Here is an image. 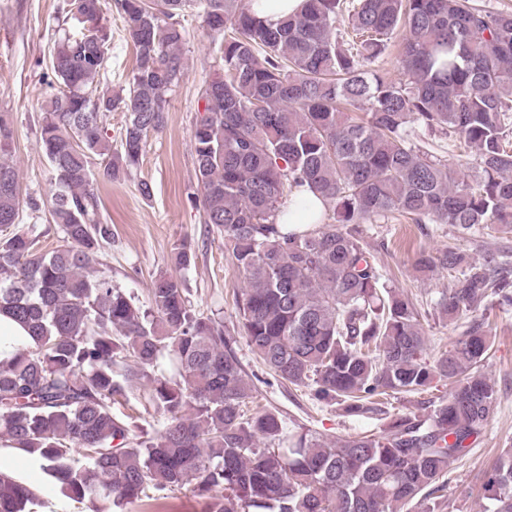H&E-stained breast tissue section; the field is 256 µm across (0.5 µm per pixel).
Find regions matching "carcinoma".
<instances>
[{
  "mask_svg": "<svg viewBox=\"0 0 512 512\" xmlns=\"http://www.w3.org/2000/svg\"><path fill=\"white\" fill-rule=\"evenodd\" d=\"M67 7L82 28L54 43L45 76L57 94L39 122L62 244L42 252L24 233L0 236V314L29 338L0 360V449L31 458L94 512L187 483L203 512H437L455 464L498 411L484 371L491 336L477 312L512 306V275L493 256L420 253L418 272L452 274L441 316L468 320L431 364L416 305L387 287L360 225L396 213L512 231V12L469 0H358L346 39L336 33L343 0H305L275 24L252 0H117L136 65L114 94L99 90L112 40L103 0ZM196 10L220 37L223 75L198 92L194 168L204 223L243 275L237 333L316 403L367 417L382 412V398L439 378L448 398L430 411L334 440L302 425L287 432L276 412H249L253 389L223 326L192 308L180 280L157 274L142 308L94 271L112 238L94 183L128 176L163 130L167 93L186 76L185 16ZM400 28L402 78L393 80L370 65ZM115 111L128 113L118 152L103 127ZM415 123L475 150L477 174L416 149ZM12 151L0 118V233L22 206L41 209L22 199ZM302 189L333 204V223H280L282 199L294 204ZM165 354L175 376L148 374ZM144 378L165 418L152 431L113 408ZM480 493L490 512H512L511 448L485 471ZM39 505L27 482L0 470V512Z\"/></svg>",
  "mask_w": 512,
  "mask_h": 512,
  "instance_id": "cac0c4a2",
  "label": "carcinoma"
}]
</instances>
